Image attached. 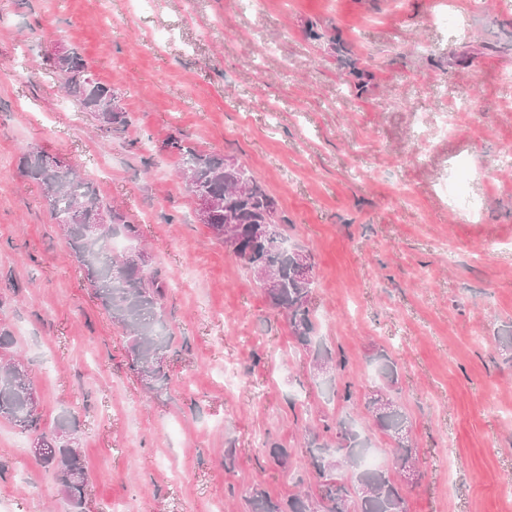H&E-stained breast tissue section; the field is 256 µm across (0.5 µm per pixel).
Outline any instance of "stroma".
<instances>
[{
	"label": "stroma",
	"mask_w": 512,
	"mask_h": 512,
	"mask_svg": "<svg viewBox=\"0 0 512 512\" xmlns=\"http://www.w3.org/2000/svg\"><path fill=\"white\" fill-rule=\"evenodd\" d=\"M78 53L126 128L103 132L48 59ZM371 74L357 93L355 75ZM235 158L275 197L314 266L315 336L342 349L344 401L313 377L286 316L196 218L169 138ZM76 166L141 224L123 243L168 288L163 387L131 368L21 152ZM472 170L474 210L441 186ZM0 329L70 415L87 512H246L319 478L305 427L360 416L374 356L419 450L406 512H512V0H0ZM36 434L0 421V512H69ZM287 448L283 469L269 455Z\"/></svg>",
	"instance_id": "35a3bbf8"
}]
</instances>
